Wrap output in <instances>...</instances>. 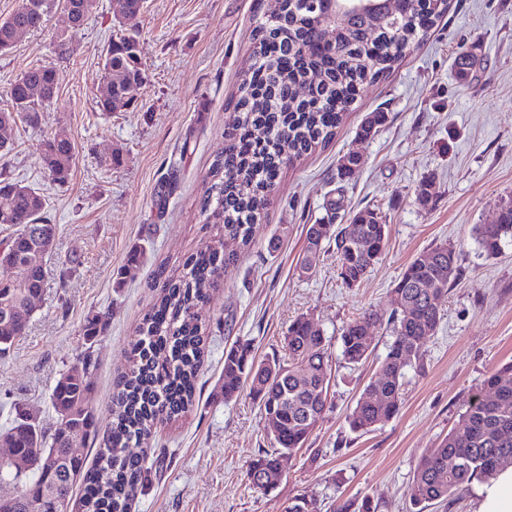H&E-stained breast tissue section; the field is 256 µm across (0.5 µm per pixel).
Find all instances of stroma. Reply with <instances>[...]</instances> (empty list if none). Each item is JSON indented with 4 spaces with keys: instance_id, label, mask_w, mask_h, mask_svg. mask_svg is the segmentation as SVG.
<instances>
[{
    "instance_id": "stroma-1",
    "label": "stroma",
    "mask_w": 512,
    "mask_h": 512,
    "mask_svg": "<svg viewBox=\"0 0 512 512\" xmlns=\"http://www.w3.org/2000/svg\"><path fill=\"white\" fill-rule=\"evenodd\" d=\"M274 4L145 0L138 29L147 81L138 104L120 112L95 104L104 52L118 32V0H95L76 30L61 0H53L44 26L0 55V108L9 105V84L30 66L52 65L62 74L40 124L17 125L13 150L0 160V180L35 188L57 226L27 332L0 358V429L18 405L50 426L52 389L88 349L97 360L87 375L97 424L107 429L113 380L127 367L128 342L160 277L178 278L184 259L209 245L238 255L208 292L196 404L151 438L165 455L148 460L150 476L132 512H285L299 495L317 512H331L338 499L366 497L378 512H409L407 491L421 456L458 425L487 372L512 360V241L489 255L474 237L475 225L494 223L512 199V0H450L428 38L387 78L365 86L328 146L283 164L245 249L206 223L200 206L234 120L231 98L254 47L256 21ZM462 51L477 57L464 79L454 66ZM371 112L388 120L373 137H360ZM58 133L74 145L72 176L62 185L40 160L42 140ZM115 152L120 161L113 164ZM350 152L359 166L343 181L337 168ZM333 200L337 223L370 208L389 226L381 259L356 288L342 285L328 247L311 256L310 276L298 269L306 225L321 221ZM440 244L456 249L459 274L422 363L406 372L404 405L375 431L354 432L348 417L389 336L377 331L374 352L356 367L344 363L336 339L361 313L388 316L405 266ZM136 248L140 264L126 270ZM99 313L107 324L89 348L83 328ZM301 315L333 341L328 406L304 447L285 461L279 486L262 493L244 478L247 463L269 446L260 409L247 396L225 402L214 392L225 348L241 340L261 359L281 353L289 324Z\"/></svg>"
}]
</instances>
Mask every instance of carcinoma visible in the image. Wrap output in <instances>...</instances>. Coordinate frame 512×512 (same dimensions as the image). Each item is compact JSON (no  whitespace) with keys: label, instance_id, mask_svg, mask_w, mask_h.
<instances>
[{"label":"carcinoma","instance_id":"obj_1","mask_svg":"<svg viewBox=\"0 0 512 512\" xmlns=\"http://www.w3.org/2000/svg\"><path fill=\"white\" fill-rule=\"evenodd\" d=\"M49 6V0H21L0 20V54L12 50L17 31L40 29ZM331 6V0H318L315 8L307 0H275L274 9L256 25L254 49L235 101L237 120L225 134L227 144L215 159L213 183L202 202L207 223L221 225L245 246L251 243L252 221L267 201L280 166L327 146L363 86L389 76L406 51L424 41L448 11V0H408L376 23L360 20L337 28L328 39L322 18ZM132 7L129 17L121 20L127 33L112 39L105 51L107 91L96 100L100 112L125 110L143 94L145 75L137 47L141 6L134 2ZM60 81L57 69L36 65L10 83V107L0 109V158L12 150L8 131L19 122L38 125L42 106L54 99ZM306 82L311 94L302 101L297 87ZM384 121V113H369L359 134L372 136ZM40 155L53 181L70 180L74 148L68 138H46ZM43 211L44 199L35 189L0 181V225L16 226L0 258V293L9 295L8 305L0 303V355L23 336L31 301L43 292L44 259L53 251L57 231V225L50 224L46 238L39 237ZM474 232L486 253H498L502 242L512 239V209L494 224L475 226ZM387 240L386 221L364 209L344 228L309 225L305 252L312 255L323 243L334 244L339 278L345 287L354 288L378 262ZM234 264L233 255L210 246L187 258L181 277L163 282L130 342V365L116 381L106 435L99 436L93 389L87 381L93 364L88 352L58 379L50 396L55 414L50 428L35 426L27 412L15 410L10 425L0 431V443L18 456L42 455V466L20 474L0 458V484L15 485L19 495L18 508L0 500V512H50L42 502L48 481L68 499L70 512H129L146 473L143 458L127 448L144 444L158 426L193 406L207 340L201 310L208 289ZM16 268L23 271L22 277L11 275ZM457 275L456 250L447 245L427 249L407 265L392 288L395 309L387 319L392 340L379 367L383 385L370 383L361 393L349 415L353 431L371 432L397 416L406 369L422 358L426 342L435 335ZM381 324L371 314L345 324L339 336L344 362L356 366L368 359L374 343L370 331ZM104 328L102 317L92 316L83 329L85 341L93 343ZM284 344L288 357L261 362L255 361L249 343L232 345L224 353L223 382L216 393L228 402L246 390L263 417L274 416L271 448L251 459L246 470L249 485L263 493L278 487L279 459L292 457L304 446L328 405L332 365L327 337L300 316L289 325ZM483 386L486 395L469 399L460 424L420 458L408 489L415 512L447 501L475 481L486 483L512 465V361L493 367ZM91 447L96 457L90 465ZM77 484L81 495L75 502ZM371 509L368 498L359 504L348 499L336 502L333 512Z\"/></svg>","mask_w":512,"mask_h":512}]
</instances>
